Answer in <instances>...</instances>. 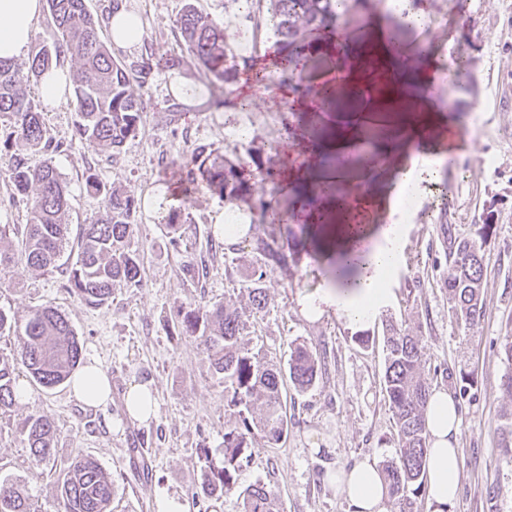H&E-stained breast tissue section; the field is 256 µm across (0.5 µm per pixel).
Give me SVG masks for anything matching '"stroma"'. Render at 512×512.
Masks as SVG:
<instances>
[{"instance_id":"35a3bbf8","label":"stroma","mask_w":512,"mask_h":512,"mask_svg":"<svg viewBox=\"0 0 512 512\" xmlns=\"http://www.w3.org/2000/svg\"><path fill=\"white\" fill-rule=\"evenodd\" d=\"M189 0H124L143 21L141 49L118 52L126 66L141 63L145 48L174 53L180 37L177 22ZM423 24L414 26L389 16L387 27L398 42L431 55L437 40L453 37L454 54L466 80L441 107L453 114L459 136L475 138L477 150L461 148L457 164L425 175L414 185L415 207L402 225L404 260L393 275L392 293L364 327L336 316L311 321L299 310L301 296H318L336 252L346 247L344 234L328 221L356 217L362 237L356 249H369L385 216L381 203L389 177L405 152L398 138L380 164L355 154L344 173L320 158L337 138L368 137L378 143L377 127L326 125L327 115L300 107L281 89L259 91L249 72L216 94L205 92L206 79L191 57L179 66L153 71L142 94L148 102L137 137L114 156L73 143L77 120L73 101L46 110L50 134L62 146L56 165L70 184L72 224L92 223L102 209L99 197L84 188L87 173L107 185L134 191L145 200L171 188V160L199 148L225 154L246 169L267 161L272 139L287 138L292 147L314 143L319 159L306 165L298 182H280L275 194L286 211L284 231L295 245L287 270L264 278L270 304L252 309L245 276L256 263V238L265 225L252 226L250 238L234 250L210 249L206 236L226 209L210 193L189 197L182 226L184 243L173 250L160 224L161 211L136 214L133 247L143 263L138 288L117 287L104 306H91L71 295L60 272L39 273L17 261L0 268V309L16 321L44 304H53L70 320L84 359L98 360L112 378V400L102 409L76 402L68 385L46 389L30 381L25 369L16 381L28 384L30 396L0 415V482L25 485L37 512H58L57 480L71 458L97 460L114 487L113 512H156L157 491L186 502L188 512H244L242 491L261 483L278 496L283 512H347L342 494L330 480L336 470L364 457L378 466L396 456L394 415L383 389V336L388 323L421 336L423 375L430 387L453 395L460 414L462 472L453 512H512V447L501 445L504 429L512 430V398L503 395V376L511 370L500 356L501 342L512 331V0H429ZM252 38L241 55L256 67L274 71L276 38L267 21L266 0L250 11ZM199 86L200 94L179 95V82ZM249 100L240 110V100ZM11 152L0 151V244H16L13 227L26 221V205L11 198L7 169ZM337 177L339 186L357 189L366 206L350 211L338 199L311 208L295 191L320 179ZM494 215V234L485 252L484 309L471 323L458 322L444 280L448 275L441 223L459 236L472 235L486 213ZM205 263L208 275L193 285L184 278L191 263ZM221 301L238 310L253 351L262 361L286 364L290 347L306 344L326 364V372L306 392L287 391L288 436L277 443L258 442L234 489L213 499H196L197 485L208 462H220L224 428L232 418L225 409L224 380L212 370L203 347L178 335L170 318L176 306ZM370 334L359 344V332ZM151 382L158 413L147 424L127 415L125 394L132 381ZM51 416L57 427L56 454L50 462H32L21 433L34 414Z\"/></svg>"}]
</instances>
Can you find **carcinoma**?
I'll use <instances>...</instances> for the list:
<instances>
[{
  "label": "carcinoma",
  "mask_w": 512,
  "mask_h": 512,
  "mask_svg": "<svg viewBox=\"0 0 512 512\" xmlns=\"http://www.w3.org/2000/svg\"><path fill=\"white\" fill-rule=\"evenodd\" d=\"M55 28V40L42 45L22 67L0 60V115L7 118L0 130V146L20 143L43 154L38 167H31L24 155L15 153L8 168L12 198L26 202L27 224L16 229L17 251L0 248V267L15 259L34 271L65 268L66 288L89 305L99 306L112 299L116 285L128 288L142 284L140 256L131 247L137 200L134 192L108 187L94 174L85 178V187L102 199V211L92 224L77 225L71 236L69 212L71 191L58 170V146L27 87L32 80L69 54L79 63L73 76L75 110L74 140L99 153L113 154L137 136L147 102L131 89V80L180 64V59L152 53L139 68L130 71L99 34L98 22L85 0H46ZM277 47V86L304 95V80L315 52L326 37L336 35L339 12L336 0H267ZM182 47L192 55L211 86L235 81L240 69H252L249 60H238L227 29L186 3L178 20ZM179 181L217 194L230 205L243 203L267 223L277 211L273 199L256 189L234 161L227 156L211 157L200 149L188 157L171 161ZM183 213L173 209L165 227L169 243L183 242L180 224ZM494 224L478 226L476 237H460L446 225L448 240V295L454 302L457 319L475 321L483 310L482 283L485 272L484 246L492 238ZM256 250L261 265L247 274L250 303L261 311L269 305L262 280L275 268L287 266L285 245L275 230L258 240ZM175 327L181 336L200 341L214 371L224 378L229 393L227 407L234 422L224 429V457L219 465L208 466L201 483V497H220L234 483L235 475L248 461L252 443L261 437L279 442L288 436V418L283 389L291 382L298 392L312 388L321 366L305 344L290 351L287 369L262 362L248 348L244 323L236 311L222 302L180 308ZM19 333V350L12 357L0 356V414L16 402L14 365H24L33 382L46 389L64 384L82 360V345L69 319L51 305L37 308L19 326L0 310V332ZM386 364L384 390L395 414L398 452L384 470L389 496L409 500L424 488L428 437L425 420L429 388L421 378L423 354L420 337L390 325L385 336ZM30 455L37 464L55 454L56 427L47 415L29 418L24 432ZM63 512H112V479L92 457L73 458L58 479ZM0 512H35L27 492L14 483L0 484ZM244 512H281L277 495L256 483L244 491Z\"/></svg>",
  "instance_id": "cac0c4a2"
}]
</instances>
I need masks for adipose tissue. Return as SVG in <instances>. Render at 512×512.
<instances>
[{
    "mask_svg": "<svg viewBox=\"0 0 512 512\" xmlns=\"http://www.w3.org/2000/svg\"><path fill=\"white\" fill-rule=\"evenodd\" d=\"M43 0H0V60L13 61L28 49ZM111 41L129 52L141 44L143 28L138 14L119 6L108 20ZM415 160H408L389 189L393 224L383 228L354 284L327 286L315 298H299L301 312L312 319L333 314L360 325L372 320L389 294L390 276L404 256L400 230L405 217L399 207L401 186L416 181ZM71 395L81 404L98 407L112 399L109 376L97 361H89L71 383ZM460 420L453 397L445 388L432 389L426 414L429 448L426 462V495L433 512H452L458 497L461 464L457 434ZM335 483L345 495L351 512H386L385 488L374 460L363 459L350 470L336 474Z\"/></svg>",
    "mask_w": 512,
    "mask_h": 512,
    "instance_id": "ef3b65f1",
    "label": "adipose tissue"
}]
</instances>
